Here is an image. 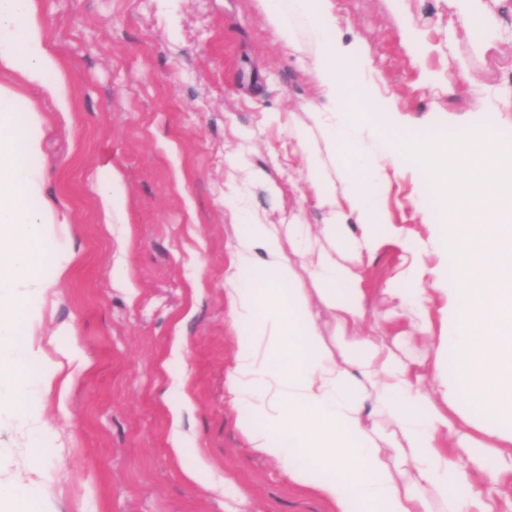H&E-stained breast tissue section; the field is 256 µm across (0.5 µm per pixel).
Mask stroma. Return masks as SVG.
<instances>
[{
	"label": "stroma",
	"instance_id": "stroma-1",
	"mask_svg": "<svg viewBox=\"0 0 512 512\" xmlns=\"http://www.w3.org/2000/svg\"><path fill=\"white\" fill-rule=\"evenodd\" d=\"M52 51L69 78L71 109L48 115L44 155L31 160L69 222L39 271L53 279L39 332L52 372L77 345L67 386L37 391L46 433L37 458L38 502L51 512H328L255 454L245 412L224 388L238 334L224 275L241 209L269 224L330 221L309 184L297 129L322 109L313 35L295 22L296 47L267 25L258 0H38ZM336 33L362 56L357 75L398 113L388 138L455 141L496 121L512 144V0H331ZM484 12L477 39L466 19ZM366 174L396 239L354 265L367 294L365 322L401 337L422 376L434 353L414 319L391 318L388 286L410 264H444L432 242L444 217L424 194L414 160L394 171L370 156ZM117 175L125 195L107 220L98 190ZM420 243L408 252L403 238ZM63 276H56L57 265ZM68 326L73 336L59 335ZM180 354H173L175 339ZM185 379L186 452L172 451L171 375ZM27 443L0 412V478L22 472ZM210 473L208 486L187 476ZM247 492L238 500L225 481Z\"/></svg>",
	"mask_w": 512,
	"mask_h": 512
}]
</instances>
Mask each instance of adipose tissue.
Here are the masks:
<instances>
[{"instance_id": "ef3b65f1", "label": "adipose tissue", "mask_w": 512, "mask_h": 512, "mask_svg": "<svg viewBox=\"0 0 512 512\" xmlns=\"http://www.w3.org/2000/svg\"><path fill=\"white\" fill-rule=\"evenodd\" d=\"M259 2L286 44L295 42L293 17L307 19L315 34L327 109L295 137L320 204L334 213L348 207L361 232L342 221L318 236L306 224L283 232L243 216L226 299L231 319L248 333L237 339L224 386L250 412V447L330 512H501L500 486L512 479V429L500 427L512 422V148L490 125L451 145L378 139L394 167L410 157L429 174L450 217L434 226L433 239L452 254L455 279L439 266L412 267L402 287L389 291L434 351L437 390L424 393L396 341L363 328L366 293L349 264L383 242L377 186L358 174L366 160L362 135L376 126V93L348 69L329 0ZM31 88L70 111L66 75L37 0H0V381L10 382L17 367L35 366L43 355L16 335L20 323L42 316L50 283L36 267L67 221L46 196L41 172L28 166L42 155L46 124ZM287 241L305 258L316 290L297 285ZM432 288L448 295V330L440 336L425 308ZM318 303L332 313L334 335H324ZM448 353L457 361L449 375L440 371ZM464 404L492 426L473 434Z\"/></svg>"}]
</instances>
